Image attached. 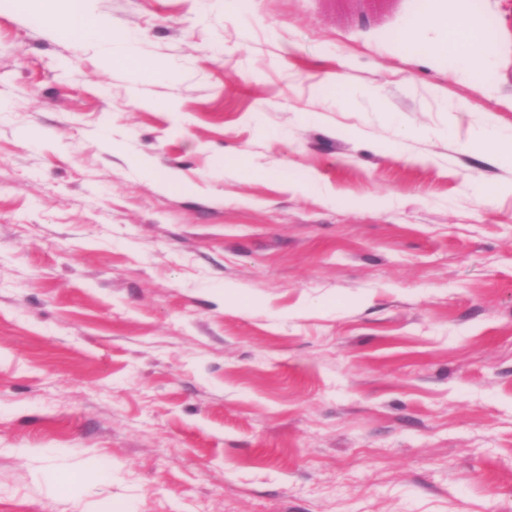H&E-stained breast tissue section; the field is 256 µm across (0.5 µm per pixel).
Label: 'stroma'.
Returning a JSON list of instances; mask_svg holds the SVG:
<instances>
[{
	"instance_id": "stroma-1",
	"label": "stroma",
	"mask_w": 512,
	"mask_h": 512,
	"mask_svg": "<svg viewBox=\"0 0 512 512\" xmlns=\"http://www.w3.org/2000/svg\"><path fill=\"white\" fill-rule=\"evenodd\" d=\"M92 7L0 12V512H512V0L480 84L420 0ZM34 1L38 0H2L3 7L29 17L36 24L48 26L60 37L67 38L78 33L87 40L112 47V28L105 25L89 8L90 0H62L64 8L61 14H53L40 9ZM106 47V55L111 56L112 48ZM482 149L492 150L499 158L510 161L512 164V134H502L497 131H487L483 136L473 142Z\"/></svg>"
}]
</instances>
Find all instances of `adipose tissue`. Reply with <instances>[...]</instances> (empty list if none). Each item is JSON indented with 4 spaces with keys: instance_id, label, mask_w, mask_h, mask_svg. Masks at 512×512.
I'll return each mask as SVG.
<instances>
[{
    "instance_id": "ef3b65f1",
    "label": "adipose tissue",
    "mask_w": 512,
    "mask_h": 512,
    "mask_svg": "<svg viewBox=\"0 0 512 512\" xmlns=\"http://www.w3.org/2000/svg\"><path fill=\"white\" fill-rule=\"evenodd\" d=\"M63 4L62 13L54 15L40 9L34 0H0V6L25 15L36 24L50 27L60 37L77 34L102 45H111L112 29L92 13L89 0H63ZM422 29H442L447 33L446 41L426 45L427 59L453 58L459 69L474 82L482 81L490 56L478 24L469 14L453 17L438 13L422 14L406 30L405 41L414 42L416 32Z\"/></svg>"
}]
</instances>
